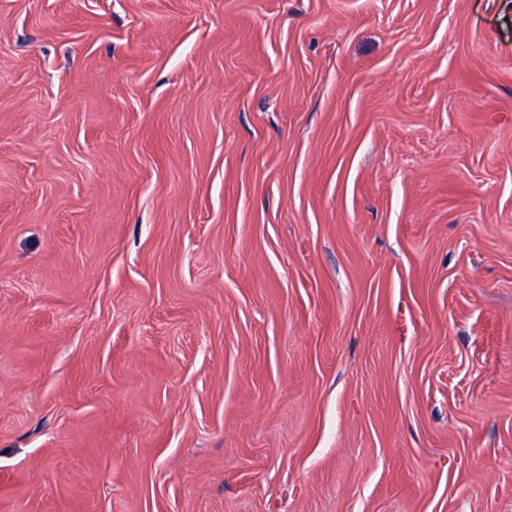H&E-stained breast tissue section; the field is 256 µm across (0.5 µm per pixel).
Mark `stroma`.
Masks as SVG:
<instances>
[{
	"label": "stroma",
	"mask_w": 512,
	"mask_h": 512,
	"mask_svg": "<svg viewBox=\"0 0 512 512\" xmlns=\"http://www.w3.org/2000/svg\"><path fill=\"white\" fill-rule=\"evenodd\" d=\"M0 512H512V0H0Z\"/></svg>",
	"instance_id": "35a3bbf8"
}]
</instances>
